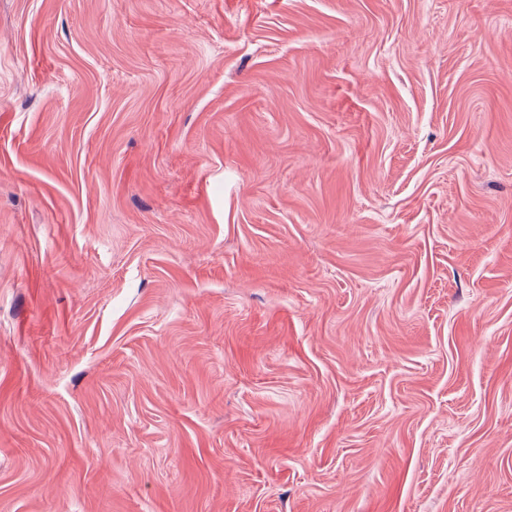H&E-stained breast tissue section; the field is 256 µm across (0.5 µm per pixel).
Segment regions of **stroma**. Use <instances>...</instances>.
Masks as SVG:
<instances>
[{"label": "stroma", "mask_w": 512, "mask_h": 512, "mask_svg": "<svg viewBox=\"0 0 512 512\" xmlns=\"http://www.w3.org/2000/svg\"><path fill=\"white\" fill-rule=\"evenodd\" d=\"M0 512H512V0H0Z\"/></svg>", "instance_id": "1"}]
</instances>
